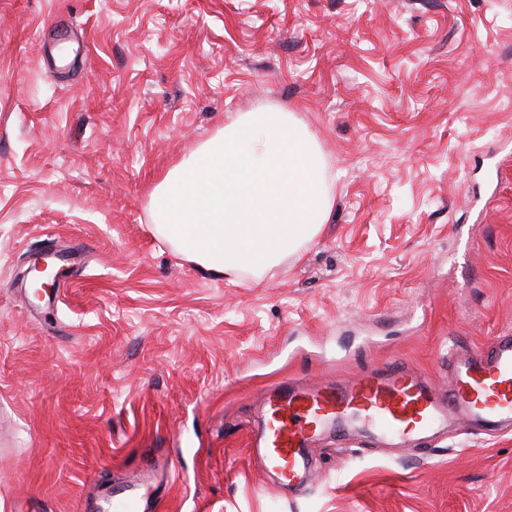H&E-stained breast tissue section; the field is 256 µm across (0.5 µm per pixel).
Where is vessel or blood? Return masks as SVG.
<instances>
[{
  "instance_id": "b4317fda",
  "label": "vessel or blood",
  "mask_w": 512,
  "mask_h": 512,
  "mask_svg": "<svg viewBox=\"0 0 512 512\" xmlns=\"http://www.w3.org/2000/svg\"><path fill=\"white\" fill-rule=\"evenodd\" d=\"M450 382L438 390L427 378L390 362L351 382L278 385L264 390L263 428L255 450L285 485L312 473L309 450L328 428L345 438L350 425L406 443L453 420L486 431L512 423V336L497 337L488 352H448ZM108 512H141L143 496L124 487L107 492Z\"/></svg>"
}]
</instances>
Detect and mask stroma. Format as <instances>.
Listing matches in <instances>:
<instances>
[{"label":"stroma","instance_id":"stroma-1","mask_svg":"<svg viewBox=\"0 0 512 512\" xmlns=\"http://www.w3.org/2000/svg\"><path fill=\"white\" fill-rule=\"evenodd\" d=\"M294 113L329 224L261 285L160 241L150 195L238 115ZM60 254L56 288L21 276ZM512 334V0H0V512H512V431L255 458L261 389ZM105 498L107 512H141L143 507V495L129 487L114 488L107 492Z\"/></svg>","mask_w":512,"mask_h":512}]
</instances>
